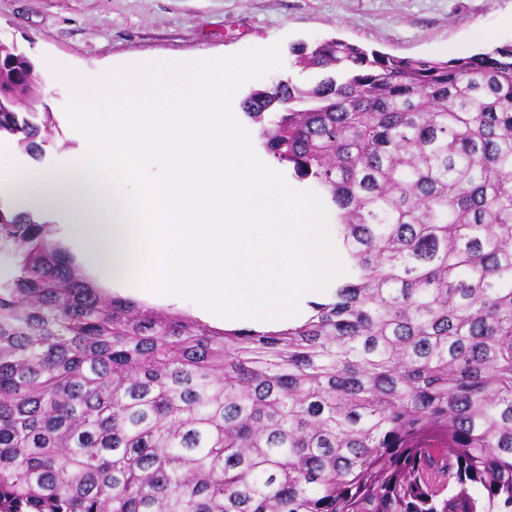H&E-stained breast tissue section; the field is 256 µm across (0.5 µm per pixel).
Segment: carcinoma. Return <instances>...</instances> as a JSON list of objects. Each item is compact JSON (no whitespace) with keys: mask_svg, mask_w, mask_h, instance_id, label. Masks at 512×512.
<instances>
[{"mask_svg":"<svg viewBox=\"0 0 512 512\" xmlns=\"http://www.w3.org/2000/svg\"><path fill=\"white\" fill-rule=\"evenodd\" d=\"M295 52L330 74L243 108L338 212L346 273L302 322L108 296L0 209V512H512V44ZM0 78L39 74L4 50ZM52 124L0 99L31 158Z\"/></svg>","mask_w":512,"mask_h":512,"instance_id":"1","label":"carcinoma"}]
</instances>
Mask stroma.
<instances>
[{
	"label": "stroma",
	"mask_w": 512,
	"mask_h": 512,
	"mask_svg": "<svg viewBox=\"0 0 512 512\" xmlns=\"http://www.w3.org/2000/svg\"><path fill=\"white\" fill-rule=\"evenodd\" d=\"M341 39L399 57L448 60L512 43V0H0V40L88 76L134 62L227 55L281 42L283 66L245 84L305 88L320 77L291 49ZM33 98L55 121L41 162L60 164L85 143L63 112L67 88L42 81Z\"/></svg>",
	"instance_id": "1"
}]
</instances>
